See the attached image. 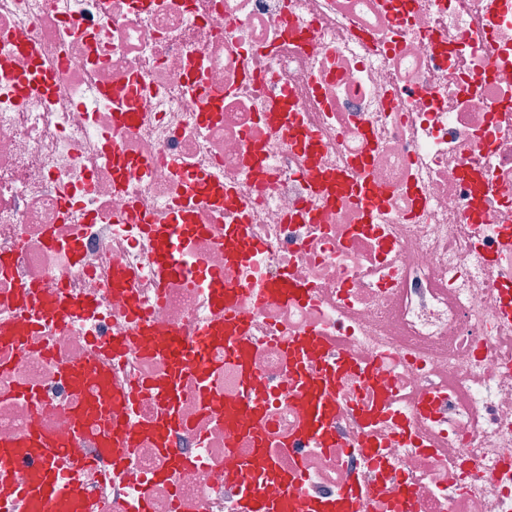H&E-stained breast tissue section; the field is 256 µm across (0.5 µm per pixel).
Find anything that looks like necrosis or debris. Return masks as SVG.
Returning a JSON list of instances; mask_svg holds the SVG:
<instances>
[{
  "instance_id": "1",
  "label": "necrosis or debris",
  "mask_w": 512,
  "mask_h": 512,
  "mask_svg": "<svg viewBox=\"0 0 512 512\" xmlns=\"http://www.w3.org/2000/svg\"><path fill=\"white\" fill-rule=\"evenodd\" d=\"M511 235L512 0H0V447L36 426L86 456L139 430L78 473L97 512H240L224 461L254 442L220 408L247 394L305 498L355 468L366 512H399L404 486L413 512H512ZM218 272L244 291L253 375L218 340L206 376L183 372L168 439L188 466L164 480L157 396L79 430L61 369L163 377L137 313L192 338L218 321ZM285 273L306 300L264 297ZM58 286L91 308L39 319ZM338 352V435L372 460L295 438L296 370Z\"/></svg>"
}]
</instances>
